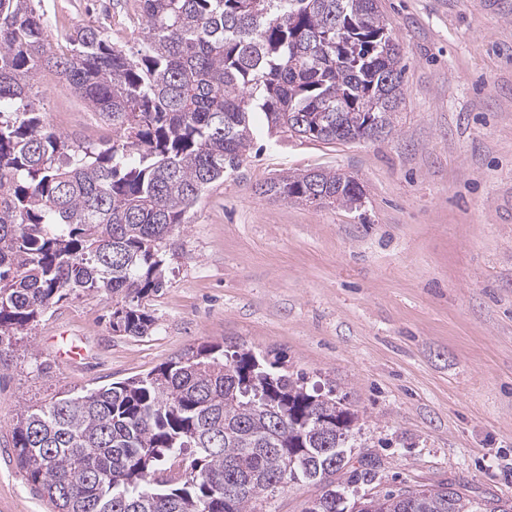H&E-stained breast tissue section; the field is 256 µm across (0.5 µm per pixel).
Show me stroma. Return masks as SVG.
I'll list each match as a JSON object with an SVG mask.
<instances>
[{
	"label": "stroma",
	"instance_id": "obj_1",
	"mask_svg": "<svg viewBox=\"0 0 512 512\" xmlns=\"http://www.w3.org/2000/svg\"><path fill=\"white\" fill-rule=\"evenodd\" d=\"M407 65L391 132L323 143L259 124L242 167L210 189L145 306L150 335L119 336L112 299L73 294L24 330L0 372V512H51L10 442L25 407L143 376L184 349L275 353L358 416L349 498L445 481L512 500V0H381ZM136 0H42L136 50ZM48 125L78 141L110 132L49 75ZM352 176L356 206L256 193L283 172ZM80 346L81 358L59 362Z\"/></svg>",
	"mask_w": 512,
	"mask_h": 512
}]
</instances>
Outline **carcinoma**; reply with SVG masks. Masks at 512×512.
I'll return each mask as SVG.
<instances>
[{
    "mask_svg": "<svg viewBox=\"0 0 512 512\" xmlns=\"http://www.w3.org/2000/svg\"><path fill=\"white\" fill-rule=\"evenodd\" d=\"M127 52L98 25L53 37L35 0H0V370L12 337L67 296L117 299L112 331L149 335L143 300L201 197L242 166L256 119L277 133L349 142L370 112L390 131L405 63L380 0H139ZM52 75L112 128L103 145L46 125ZM341 174L288 172L257 192L352 206ZM358 415L309 390L278 357L208 344L141 377L27 409L17 465L55 512H267L277 489H322L345 512ZM366 512H512L463 486L389 491Z\"/></svg>",
    "mask_w": 512,
    "mask_h": 512,
    "instance_id": "carcinoma-1",
    "label": "carcinoma"
}]
</instances>
